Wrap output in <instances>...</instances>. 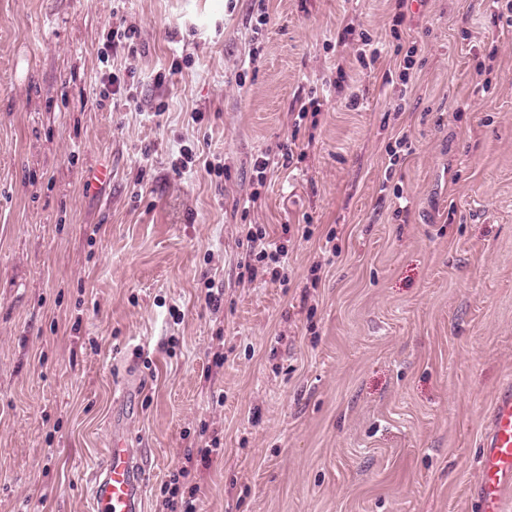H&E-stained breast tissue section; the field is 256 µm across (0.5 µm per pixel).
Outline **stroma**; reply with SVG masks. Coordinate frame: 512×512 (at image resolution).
Listing matches in <instances>:
<instances>
[{
    "mask_svg": "<svg viewBox=\"0 0 512 512\" xmlns=\"http://www.w3.org/2000/svg\"><path fill=\"white\" fill-rule=\"evenodd\" d=\"M257 5L0 0V512H87L118 425L146 512L204 431L202 512H475L512 376V27L489 0H407L396 35V0H266L261 28ZM119 23L134 55L108 46ZM186 147L223 173L175 171ZM257 227L288 249L262 285Z\"/></svg>",
    "mask_w": 512,
    "mask_h": 512,
    "instance_id": "1",
    "label": "stroma"
}]
</instances>
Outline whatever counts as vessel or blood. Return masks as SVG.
<instances>
[{
  "label": "vessel or blood",
  "instance_id": "obj_1",
  "mask_svg": "<svg viewBox=\"0 0 512 512\" xmlns=\"http://www.w3.org/2000/svg\"><path fill=\"white\" fill-rule=\"evenodd\" d=\"M478 478L471 494L476 512H505L512 494V377L501 383L481 440ZM148 490L138 456L113 434L89 486V512H145Z\"/></svg>",
  "mask_w": 512,
  "mask_h": 512
}]
</instances>
